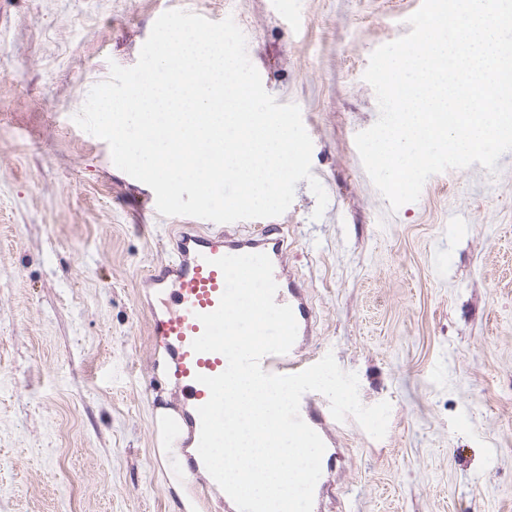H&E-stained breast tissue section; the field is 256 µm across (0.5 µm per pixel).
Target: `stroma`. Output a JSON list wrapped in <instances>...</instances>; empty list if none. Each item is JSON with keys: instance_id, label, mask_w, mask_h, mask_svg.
Here are the masks:
<instances>
[{"instance_id": "obj_1", "label": "stroma", "mask_w": 512, "mask_h": 512, "mask_svg": "<svg viewBox=\"0 0 512 512\" xmlns=\"http://www.w3.org/2000/svg\"><path fill=\"white\" fill-rule=\"evenodd\" d=\"M422 0H0V512H225L158 453L184 402L149 336L181 219L77 126L110 63L134 66L157 14L232 16L312 174L277 223L311 297L307 357L334 354L388 431L335 423L321 512H512V151L425 182L390 210L355 136L379 116L363 74Z\"/></svg>"}]
</instances>
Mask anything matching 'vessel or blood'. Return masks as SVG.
<instances>
[{
    "mask_svg": "<svg viewBox=\"0 0 512 512\" xmlns=\"http://www.w3.org/2000/svg\"><path fill=\"white\" fill-rule=\"evenodd\" d=\"M172 260L148 277L151 286L165 290L170 306L166 312L153 314L150 334L169 357L177 385L184 391V406L162 414L160 423L167 447H181L183 440L198 444L201 421L198 409L210 398L209 389L200 376H215L227 367V359L217 352L197 353L193 341L203 332L200 315L217 309L225 289L222 271L214 266L225 255L266 254L273 265L277 284L275 301L290 306L298 324L299 338L311 336L315 325L314 307L295 275L281 261L286 245L283 225L264 224L246 235L224 230H201L199 225L184 224L171 236ZM260 365L271 374H295L308 368L306 360L295 351L264 356ZM299 413L303 421L319 436H326L334 419L327 399L304 394Z\"/></svg>",
    "mask_w": 512,
    "mask_h": 512,
    "instance_id": "1",
    "label": "vessel or blood"
}]
</instances>
